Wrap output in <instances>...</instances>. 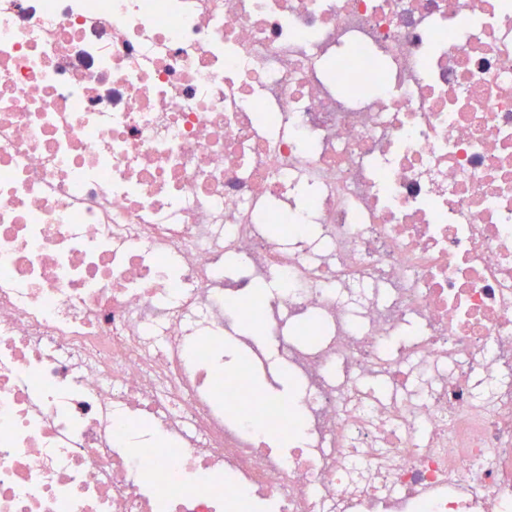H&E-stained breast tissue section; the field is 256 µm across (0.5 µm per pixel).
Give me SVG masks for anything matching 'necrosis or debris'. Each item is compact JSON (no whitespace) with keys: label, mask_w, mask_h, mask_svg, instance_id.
I'll return each instance as SVG.
<instances>
[{"label":"necrosis or debris","mask_w":512,"mask_h":512,"mask_svg":"<svg viewBox=\"0 0 512 512\" xmlns=\"http://www.w3.org/2000/svg\"><path fill=\"white\" fill-rule=\"evenodd\" d=\"M0 512H512V0H0ZM284 376L281 375L279 379V385L275 388H273L266 377L265 374V368L261 363H258V365L254 368L252 372V382L255 389V398L256 401L259 399L276 393H284L288 394V392L285 390V387L283 385ZM284 383L286 386H288V380H284Z\"/></svg>","instance_id":"4bbe7bcc"}]
</instances>
